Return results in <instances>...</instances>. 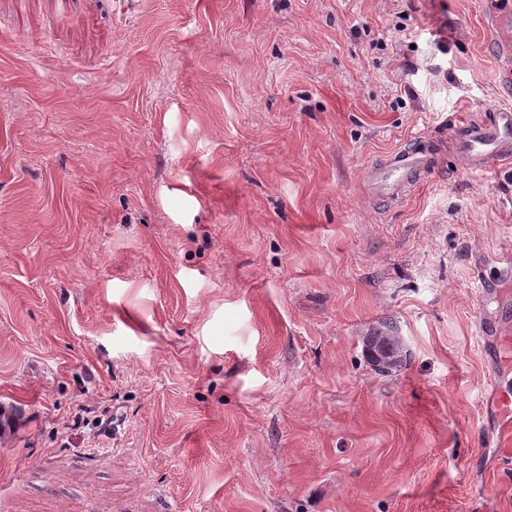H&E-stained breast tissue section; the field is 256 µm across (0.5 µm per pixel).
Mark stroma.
Segmentation results:
<instances>
[{
	"label": "stroma",
	"mask_w": 512,
	"mask_h": 512,
	"mask_svg": "<svg viewBox=\"0 0 512 512\" xmlns=\"http://www.w3.org/2000/svg\"><path fill=\"white\" fill-rule=\"evenodd\" d=\"M488 2L0 0V512H512ZM492 119H471L448 128V143L467 169L482 174L512 157V108L495 109ZM443 151V144L415 134L409 146L381 156L368 167L370 190L381 201H402L436 169ZM366 349L373 350L375 348H379L380 346L383 347H389L388 349L392 351V355H388L386 359H389L387 361L386 365H383L382 363H379L376 357L373 354L374 359L378 364H382L383 368H385L384 371H380L382 373H391L393 370H397L398 368H401L405 361V355H403V344L400 340L399 336H394V330L393 327L390 325H381L380 327L376 328V330L373 332L372 336L366 337ZM492 418L502 430L512 427V387L509 383L499 385L492 401Z\"/></svg>",
	"instance_id": "stroma-1"
}]
</instances>
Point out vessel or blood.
<instances>
[{
	"label": "vessel or blood",
	"mask_w": 512,
	"mask_h": 512,
	"mask_svg": "<svg viewBox=\"0 0 512 512\" xmlns=\"http://www.w3.org/2000/svg\"><path fill=\"white\" fill-rule=\"evenodd\" d=\"M461 154L471 173L481 174L512 157V108L494 110L491 119H471L448 129L447 143L415 135L409 146L387 153L367 169L369 188L377 199L397 203L424 182L438 165L444 148ZM492 418L501 429L512 428V386L501 385L492 401Z\"/></svg>",
	"instance_id": "b4317fda"
}]
</instances>
